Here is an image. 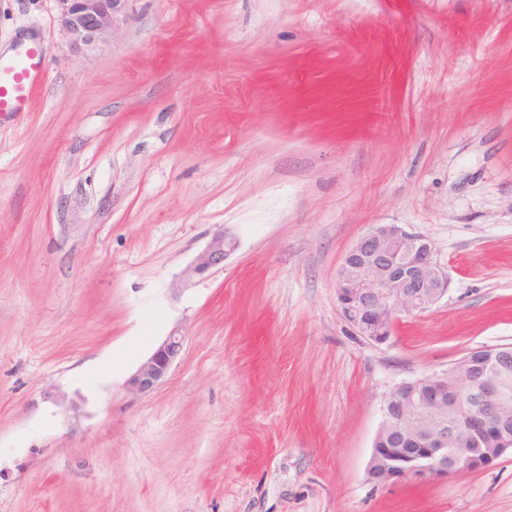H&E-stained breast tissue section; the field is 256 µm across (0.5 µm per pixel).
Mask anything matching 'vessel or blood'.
I'll return each instance as SVG.
<instances>
[{
    "label": "vessel or blood",
    "instance_id": "obj_1",
    "mask_svg": "<svg viewBox=\"0 0 512 512\" xmlns=\"http://www.w3.org/2000/svg\"><path fill=\"white\" fill-rule=\"evenodd\" d=\"M42 50L34 46L22 56L0 61V112L22 111L41 74Z\"/></svg>",
    "mask_w": 512,
    "mask_h": 512
}]
</instances>
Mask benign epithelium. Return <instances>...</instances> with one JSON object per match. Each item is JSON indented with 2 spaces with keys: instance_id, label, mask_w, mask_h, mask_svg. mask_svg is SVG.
<instances>
[{
  "instance_id": "7a95c632",
  "label": "benign epithelium",
  "mask_w": 512,
  "mask_h": 512,
  "mask_svg": "<svg viewBox=\"0 0 512 512\" xmlns=\"http://www.w3.org/2000/svg\"><path fill=\"white\" fill-rule=\"evenodd\" d=\"M71 48L92 52L126 15L129 0H54ZM236 241L216 233L191 267L195 274L224 264ZM448 277L433 258V244L397 224H375L348 250L336 275L345 321L374 344H385L402 314L434 306L447 292ZM184 336L170 332L129 378L147 392L168 376ZM463 356L448 371L397 386L384 403L366 477L377 485L404 480H442L485 467L512 453V429L499 417L505 401L499 380L461 375ZM464 429L470 448L448 447V430Z\"/></svg>"
}]
</instances>
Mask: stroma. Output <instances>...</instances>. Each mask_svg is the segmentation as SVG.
Instances as JSON below:
<instances>
[{
	"label": "stroma",
	"instance_id": "35a3bbf8",
	"mask_svg": "<svg viewBox=\"0 0 512 512\" xmlns=\"http://www.w3.org/2000/svg\"><path fill=\"white\" fill-rule=\"evenodd\" d=\"M25 36L46 76L0 113V512H512V454L366 480L399 384L512 345V0H130L89 54L53 0H0V56ZM374 224L448 276L382 345L336 299ZM220 230L236 249L190 275ZM184 337L176 330L155 348L129 378L128 385L139 392H147L159 385L168 376L173 362L181 353Z\"/></svg>",
	"mask_w": 512,
	"mask_h": 512
}]
</instances>
